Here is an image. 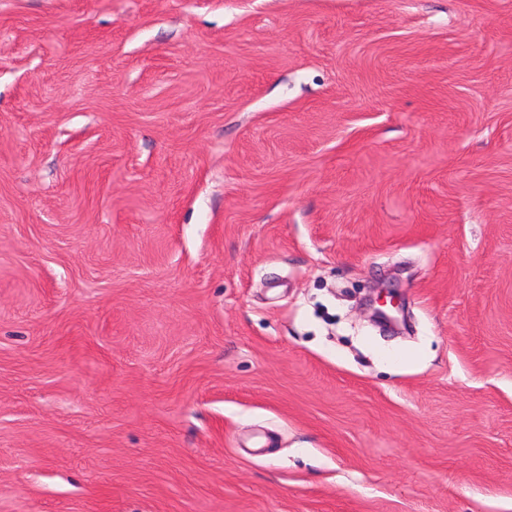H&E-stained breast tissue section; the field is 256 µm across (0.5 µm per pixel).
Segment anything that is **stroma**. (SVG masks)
<instances>
[{
    "mask_svg": "<svg viewBox=\"0 0 512 512\" xmlns=\"http://www.w3.org/2000/svg\"><path fill=\"white\" fill-rule=\"evenodd\" d=\"M0 512H512V0H0Z\"/></svg>",
    "mask_w": 512,
    "mask_h": 512,
    "instance_id": "obj_1",
    "label": "stroma"
}]
</instances>
